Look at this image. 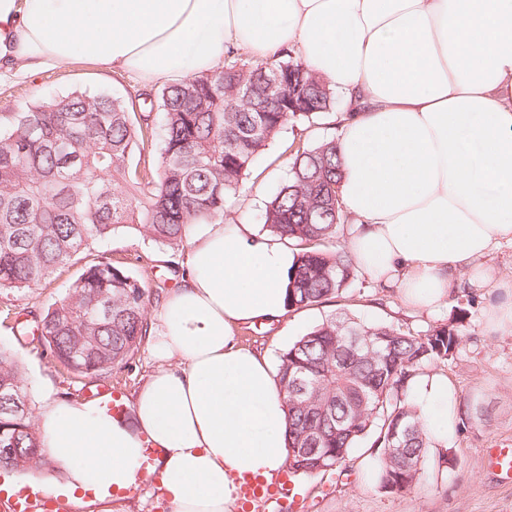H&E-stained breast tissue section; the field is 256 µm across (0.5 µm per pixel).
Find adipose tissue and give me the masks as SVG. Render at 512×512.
<instances>
[{"label": "adipose tissue", "mask_w": 512, "mask_h": 512, "mask_svg": "<svg viewBox=\"0 0 512 512\" xmlns=\"http://www.w3.org/2000/svg\"><path fill=\"white\" fill-rule=\"evenodd\" d=\"M295 50L351 103L338 196L357 268L429 308L512 242V0H0V65L90 62L151 82ZM293 252L254 225L209 224L150 340L161 362L115 418L92 402L46 406L47 450L67 470L55 496L111 512L135 489L146 442L162 450L172 512H236L235 477H269L291 450L286 406L265 356L236 326L286 312ZM408 395L445 443L458 406L447 378Z\"/></svg>", "instance_id": "obj_1"}]
</instances>
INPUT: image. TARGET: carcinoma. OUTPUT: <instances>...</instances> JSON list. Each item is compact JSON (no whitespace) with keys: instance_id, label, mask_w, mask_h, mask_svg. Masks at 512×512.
<instances>
[{"instance_id":"carcinoma-1","label":"carcinoma","mask_w":512,"mask_h":512,"mask_svg":"<svg viewBox=\"0 0 512 512\" xmlns=\"http://www.w3.org/2000/svg\"><path fill=\"white\" fill-rule=\"evenodd\" d=\"M280 83H275V79ZM146 97L134 113L108 93H71L0 114V293L48 280L56 270L123 231L184 247L195 224L224 220L256 160L288 126L335 111L336 89L288 50L253 60L228 48L224 64ZM338 138L299 142L288 175L267 202L266 230L295 252L288 310L336 298L359 270L336 244L351 217L339 203ZM158 157V162L150 161ZM150 291L104 257L87 265L62 298L35 316L38 342L77 377L128 363L151 324ZM448 325L415 331L395 323L331 316L278 356L293 474L343 472L360 444L376 462L379 488H413L433 441L407 399L410 382L445 364L460 345ZM28 396L20 362L0 347V386ZM0 429L37 448L20 473L47 463L32 409L0 413Z\"/></svg>"}]
</instances>
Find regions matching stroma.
I'll return each mask as SVG.
<instances>
[{
    "label": "stroma",
    "instance_id": "1",
    "mask_svg": "<svg viewBox=\"0 0 512 512\" xmlns=\"http://www.w3.org/2000/svg\"><path fill=\"white\" fill-rule=\"evenodd\" d=\"M145 82L129 72L102 69L93 63H75L53 70L0 80V113L15 112L27 104L74 91L107 92L138 111ZM334 116L311 122L306 131L288 125L257 161L245 181V190L229 215L230 221L262 226L265 204L285 179L290 156L285 146L295 136L316 144L335 131ZM123 264L146 285L162 280L167 267H183L185 251H171L125 232L93 245L81 259L61 267L41 286L0 294V310L11 319L0 321V346L10 348L22 363L31 407L40 411L55 401L82 402L103 386L119 391L124 401L158 368L150 342H143L127 365L114 367L100 377L78 378L21 332L29 313L42 312L62 297L86 264L98 257ZM491 287L454 291L445 304L414 309L400 299L396 288L369 275L327 303L287 312L272 323L238 326L240 345L277 363L280 352L331 315L347 314L368 322L399 323L414 330L441 324L453 326L462 338L458 353L438 372L454 390L462 419L443 451H431L414 487L404 493H386L374 477V461L366 449H356L346 462L345 474L328 471L298 477L289 496L271 504L268 512H512V485L504 484L488 467L485 450L492 445L512 448V334H488L484 307L494 300ZM114 512H171L158 480L138 479L134 491L114 501Z\"/></svg>",
    "mask_w": 512,
    "mask_h": 512
}]
</instances>
